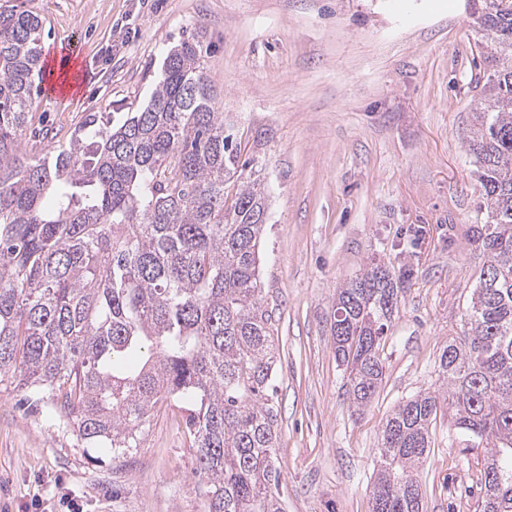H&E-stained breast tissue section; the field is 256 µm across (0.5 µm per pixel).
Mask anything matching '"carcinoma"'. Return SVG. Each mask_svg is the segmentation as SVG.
<instances>
[{"mask_svg": "<svg viewBox=\"0 0 512 512\" xmlns=\"http://www.w3.org/2000/svg\"><path fill=\"white\" fill-rule=\"evenodd\" d=\"M490 44L469 150L489 224L467 332L438 376L456 428L486 441L474 512H512V0H480ZM44 21L0 4V377L35 388L75 437L112 459L139 447L161 401L186 413L209 512H285L271 393L276 355L259 243L268 219L202 50L181 40L148 102L43 156L23 150ZM404 275L373 263L336 298V359L365 407ZM440 394L401 402L378 442L371 512H424L417 470Z\"/></svg>", "mask_w": 512, "mask_h": 512, "instance_id": "1", "label": "carcinoma"}]
</instances>
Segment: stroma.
<instances>
[{
	"label": "stroma",
	"mask_w": 512,
	"mask_h": 512,
	"mask_svg": "<svg viewBox=\"0 0 512 512\" xmlns=\"http://www.w3.org/2000/svg\"><path fill=\"white\" fill-rule=\"evenodd\" d=\"M45 19L41 68L67 49L85 84L39 92L23 141L42 154L89 116L147 103L170 47L199 41L224 121L267 191L260 281L277 356L287 512H370L383 423L439 389L462 335L487 213L469 150L487 39L468 0H8ZM374 261L408 272L356 409L336 359L339 288ZM0 381V512H208L182 411L161 402L128 458L92 464L54 409ZM418 479L425 512H474L485 447L441 408Z\"/></svg>",
	"instance_id": "obj_1"
}]
</instances>
